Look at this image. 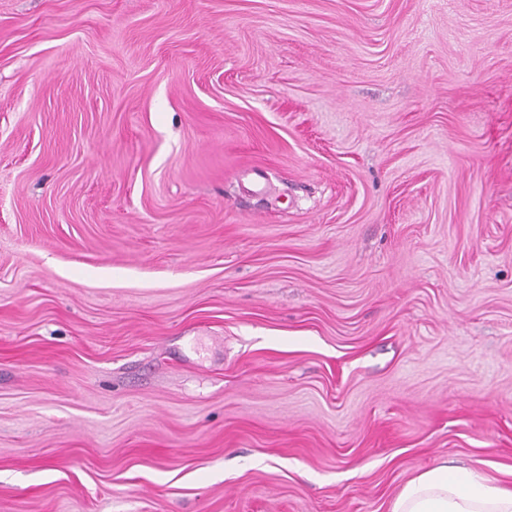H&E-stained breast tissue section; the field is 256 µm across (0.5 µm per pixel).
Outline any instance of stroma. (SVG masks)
<instances>
[{
    "mask_svg": "<svg viewBox=\"0 0 512 512\" xmlns=\"http://www.w3.org/2000/svg\"><path fill=\"white\" fill-rule=\"evenodd\" d=\"M512 486V0H0V512Z\"/></svg>",
    "mask_w": 512,
    "mask_h": 512,
    "instance_id": "35a3bbf8",
    "label": "stroma"
}]
</instances>
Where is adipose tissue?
I'll use <instances>...</instances> for the list:
<instances>
[{"label": "adipose tissue", "instance_id": "adipose-tissue-1", "mask_svg": "<svg viewBox=\"0 0 512 512\" xmlns=\"http://www.w3.org/2000/svg\"><path fill=\"white\" fill-rule=\"evenodd\" d=\"M390 512H512V488L477 469L444 463L413 478Z\"/></svg>", "mask_w": 512, "mask_h": 512}]
</instances>
